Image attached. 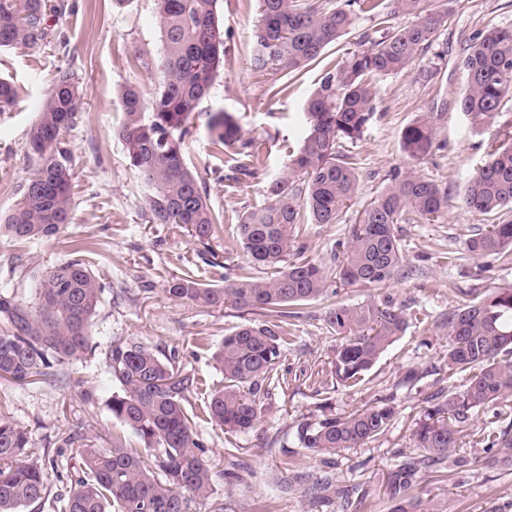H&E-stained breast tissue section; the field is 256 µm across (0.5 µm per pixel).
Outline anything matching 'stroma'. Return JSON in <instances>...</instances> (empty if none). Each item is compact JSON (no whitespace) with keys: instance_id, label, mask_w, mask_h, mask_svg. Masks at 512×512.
I'll return each mask as SVG.
<instances>
[{"instance_id":"35a3bbf8","label":"stroma","mask_w":512,"mask_h":512,"mask_svg":"<svg viewBox=\"0 0 512 512\" xmlns=\"http://www.w3.org/2000/svg\"><path fill=\"white\" fill-rule=\"evenodd\" d=\"M67 2L68 9L51 19L55 33L64 35L66 47L51 46L37 54L0 49V78L19 89L13 106L0 115V216H6L18 198L17 185L28 165L27 134L36 118L34 104L57 66L74 71L83 112L82 121L69 134L77 173L70 222L56 236L25 245L0 236V287L8 286L19 298L29 299L36 286L34 273L67 261L74 244L85 243L104 292L93 320L92 354L70 360L58 367L57 377L43 382L19 386L0 379V413L28 429L32 451L49 457L45 468L51 490H60L62 478L78 466L83 444L103 448L111 433L120 432L128 445L139 447L136 435L124 430L107 406L116 388L109 374L110 346L117 339L138 342L161 358H174L176 367L198 378L186 406L198 415L196 433L207 444L217 474L213 499L223 500L224 512H389L387 478L404 456L415 453L413 431L428 397L462 383L461 377L449 376L442 359L448 338L438 328L441 318L473 302L483 289L512 286V265L467 256L466 240L494 218L469 213L459 201L463 185L485 158L488 140L503 123H512V108H505L494 123L479 131L471 128L458 108L465 85L458 61L479 31L512 27V0H447L448 23L432 47L411 70L379 81L375 115L361 140L346 147L359 174L355 201L341 223L304 226L290 260L303 254L329 262L336 242L347 238L364 205L395 172L410 165L446 190L448 208L436 222L412 218L398 226L403 261L415 270V277L383 288L339 284L334 294L299 308L288 321L289 343L276 364L285 384L262 395L256 428L240 435L224 433L203 418L202 411L211 391L224 382L212 360L213 351L224 334L260 322V315L229 305L192 307L170 299L165 288L172 276L186 269L203 283L220 285L248 268L237 223L243 212L263 202L267 182L281 170L288 153L300 147L306 132L305 102L322 72L360 50L359 33L371 22L361 18L356 30L291 80L285 97L272 100L265 94L266 77L250 67L257 0H220L224 64L200 109L232 113L243 137L260 144L264 165L253 177L231 181V157L213 158L205 127L197 128L185 158L204 180L211 205L224 213L223 224L204 247L184 226L145 223L138 180L119 136L120 88L135 85L147 94L155 90L153 80L126 62V52L133 48L155 55L162 51L154 0ZM429 67L439 68V76L424 78ZM423 114L431 118L434 147L411 164L400 148L401 133ZM207 250L217 254L218 265L204 259ZM450 251L457 255L452 265L445 258ZM370 299L401 311L408 327L363 382L353 388L334 387L329 368L337 340L326 328V314L333 305ZM412 368L424 376L408 387L402 378ZM68 376L86 381L94 401H84L65 384ZM321 390L327 391L336 414L350 413L379 397H394L395 423L366 445L340 449L324 459L305 458L303 449L294 444L296 426L315 415ZM69 436L74 442L68 446L64 440ZM228 449L248 465L242 481L233 485L222 478ZM462 451L473 457V465L438 484L430 474H423L415 493L428 512H512V466L493 464L480 447L466 445ZM300 463L314 472L330 467L337 484L349 489V501L322 506L296 489L275 492L277 474Z\"/></svg>"}]
</instances>
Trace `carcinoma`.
<instances>
[{"mask_svg":"<svg viewBox=\"0 0 512 512\" xmlns=\"http://www.w3.org/2000/svg\"><path fill=\"white\" fill-rule=\"evenodd\" d=\"M218 5L219 0H155L162 55L155 58L134 49L128 63L153 79L157 90L148 98L132 85L120 90L124 122L119 136L142 184L145 222L184 224L204 246L224 223V212L208 203L205 185L185 160V145L197 121L204 120L213 154L230 151L236 156L233 180L252 176L260 160L258 143L243 138L231 113L199 111L224 61ZM65 9L51 0H0V48L18 47L31 54L45 49L57 39L51 16ZM396 15L415 21L394 26ZM363 16L374 22L361 34L366 48L324 70L305 103L308 130L299 149L267 183L264 202L239 219L250 262L273 268L276 275L242 272L216 287L185 270L165 288L175 301L198 307L227 304L266 317L224 335L212 355L224 373V385L211 393L205 414L226 433L251 431L259 420L260 393L281 384L275 360L287 343L284 325L296 309L325 297L334 279L347 286L380 287L409 277L397 224L410 214L435 222L448 207V192L435 182L412 169L396 173L366 205L359 223L351 225L348 238L336 243L335 250L342 253L338 264L327 267L304 257L287 262L292 231L305 224H338L353 204L358 173L343 146L360 140L372 119L377 81L408 71L438 38L448 10L432 6L431 0H345L341 5L336 0H258L250 65L261 76L283 72L290 79L298 77ZM459 67L466 76L460 110L478 130L512 103V28L479 32ZM15 97L13 85L0 79V114ZM80 99L72 68L56 67L28 131L27 176L0 234L29 243L52 237L69 223L75 172L67 136L82 119ZM433 141V125L425 115L401 134V148L412 160L428 154ZM460 201L474 213H512V126L487 145L486 159L464 185ZM465 247L472 257L512 264V219L487 225ZM102 293L81 246L73 250V258L38 274L30 300L0 291V378L17 385L35 383L53 366L92 352L91 327ZM326 325L341 337L330 373L336 385L349 388L405 331L406 319L369 301L331 308ZM440 328L448 336V373L464 372L466 379L416 423L420 453L388 477L391 512H423L413 494L423 473L446 478L449 471L475 463L459 454V434L480 408L493 409L497 426L477 432L472 446L493 450L499 462L512 465V421L495 409L499 400L512 396V287L485 289L477 301L449 311ZM108 360L119 383L109 410L141 439L144 450L127 447L115 433L110 448L86 445L79 466L52 497L44 463L28 453L29 432L0 415V512H20L48 498L54 512H190L193 500L214 494L207 448L197 438L195 413L185 405L198 378L132 341L112 342ZM318 408L321 414L300 422L295 433L297 445L315 456L371 442L396 417L389 398L343 416L333 414L326 399ZM276 487L297 488L324 506L347 496L329 472L312 473L301 465L280 473Z\"/></svg>","mask_w":512,"mask_h":512,"instance_id":"carcinoma-1","label":"carcinoma"}]
</instances>
